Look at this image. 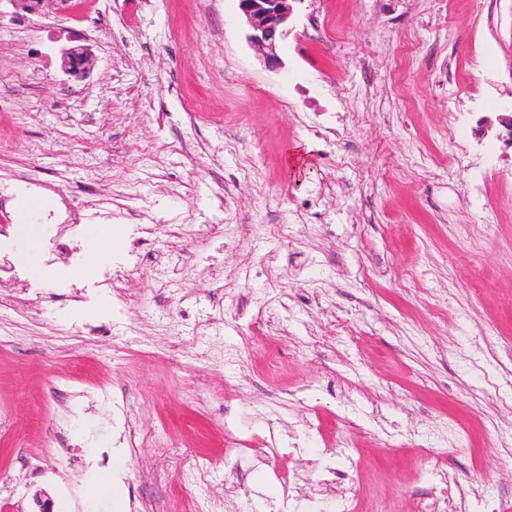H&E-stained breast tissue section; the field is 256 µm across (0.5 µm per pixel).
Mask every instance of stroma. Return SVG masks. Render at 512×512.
<instances>
[{
	"mask_svg": "<svg viewBox=\"0 0 512 512\" xmlns=\"http://www.w3.org/2000/svg\"><path fill=\"white\" fill-rule=\"evenodd\" d=\"M292 26L271 70L238 0H0V226L64 191L83 270L141 254L67 302L36 231L0 257V512H113L115 448L128 512H512V0ZM60 59L63 73L72 77L86 76L94 63L90 49L84 46L63 48Z\"/></svg>",
	"mask_w": 512,
	"mask_h": 512,
	"instance_id": "obj_1",
	"label": "stroma"
}]
</instances>
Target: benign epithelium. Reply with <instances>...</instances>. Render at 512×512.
I'll return each mask as SVG.
<instances>
[{"label": "benign epithelium", "instance_id": "7a95c632", "mask_svg": "<svg viewBox=\"0 0 512 512\" xmlns=\"http://www.w3.org/2000/svg\"><path fill=\"white\" fill-rule=\"evenodd\" d=\"M295 0H238V8L247 26V41L269 69H278L282 60L280 43L291 32ZM61 69L72 77H84L94 59L89 48L71 46L62 49Z\"/></svg>", "mask_w": 512, "mask_h": 512}]
</instances>
